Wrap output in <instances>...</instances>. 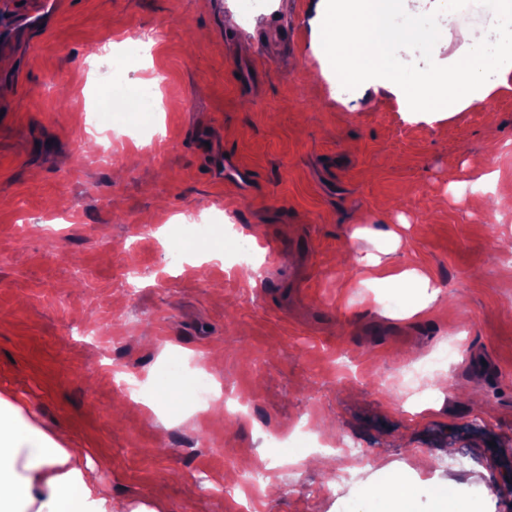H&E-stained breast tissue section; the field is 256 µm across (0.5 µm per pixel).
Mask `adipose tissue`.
Masks as SVG:
<instances>
[{"label": "adipose tissue", "mask_w": 512, "mask_h": 512, "mask_svg": "<svg viewBox=\"0 0 512 512\" xmlns=\"http://www.w3.org/2000/svg\"><path fill=\"white\" fill-rule=\"evenodd\" d=\"M309 23L327 67L349 72L354 81L371 69L385 72L398 94L408 82L394 71L391 49L403 47L417 61L445 42L439 22L420 29L396 25L376 14L374 0H355L345 19L337 17L333 0H314ZM461 38L470 51L457 58L448 72L413 74L412 81L425 89L439 112L459 111L460 87L464 96L479 98L497 89L512 90V48L507 45L512 39V14L503 17L501 40L493 49H486L487 39L479 31H462ZM475 45L482 46V53H472ZM365 235V229H355L347 243L364 284L419 289L428 307L440 301L441 287L426 269L383 265L382 254L396 252L401 244L397 232H382L385 246L379 255L358 248ZM19 401L15 394L0 395V512H112V499L100 493L99 469L87 449L61 447L27 421ZM408 485V477L400 473L392 483L368 489L365 512H415Z\"/></svg>", "instance_id": "ef3b65f1"}]
</instances>
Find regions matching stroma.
<instances>
[{
	"instance_id": "1",
	"label": "stroma",
	"mask_w": 512,
	"mask_h": 512,
	"mask_svg": "<svg viewBox=\"0 0 512 512\" xmlns=\"http://www.w3.org/2000/svg\"><path fill=\"white\" fill-rule=\"evenodd\" d=\"M411 7L393 21L443 16L448 42L416 65L393 49L405 74L447 70L465 50L462 26L500 35L498 0ZM309 10L310 0H0V391L19 394L43 432L104 460L100 489L116 504L361 512L366 488L393 468L408 472L417 512H431L445 483L476 512H512V251L499 244L512 211L476 184L493 136L506 145L496 191L512 195V93L444 116L397 103L368 73L344 106L312 76ZM141 30L159 38L126 78L160 77L158 111L119 94L88 109L86 84L106 95L112 43ZM108 122L148 124L163 145L128 142L100 165L83 133ZM215 147L236 164L221 179ZM188 212L225 215L223 239L190 251L168 224ZM381 217L401 228L395 264L442 282L435 309L392 317L413 295L373 293L355 263L338 262L356 225ZM22 222L31 231L19 238ZM239 239L256 246L258 280L208 258ZM451 338L461 352L447 385L405 386L403 371ZM217 350L211 379L252 401L256 420L195 418L175 392L145 411L114 390L117 375L191 380V358ZM340 437L368 450L352 484L295 466L275 494L225 493L231 459L284 462ZM458 453L473 461L463 477Z\"/></svg>"
}]
</instances>
